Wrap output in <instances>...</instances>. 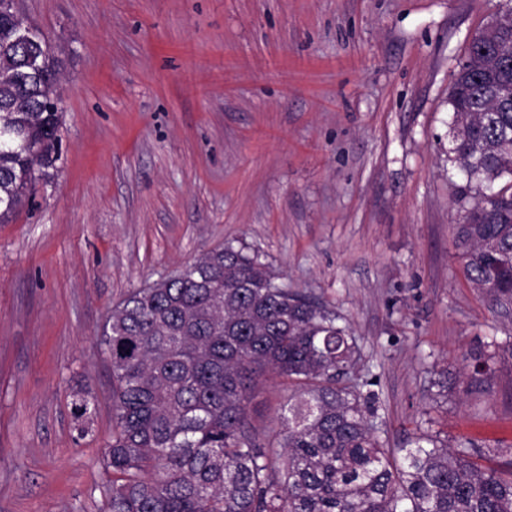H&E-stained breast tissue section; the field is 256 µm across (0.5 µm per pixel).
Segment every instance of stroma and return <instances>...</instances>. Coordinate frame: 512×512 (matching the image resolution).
Here are the masks:
<instances>
[{"label":"stroma","instance_id":"35a3bbf8","mask_svg":"<svg viewBox=\"0 0 512 512\" xmlns=\"http://www.w3.org/2000/svg\"><path fill=\"white\" fill-rule=\"evenodd\" d=\"M506 0H19L60 59V157L0 224V512H105L113 305L230 242L346 318L378 427L512 462V368L437 394L512 338L455 255L448 93ZM94 404L79 436L76 393ZM288 387L261 381L274 439ZM506 360L512 368V343L503 345L492 341L487 345V350L465 356L464 361L467 362L468 372L464 373L462 379L460 376L458 378L455 376L449 378L448 381V369H444L441 372V378L436 383L439 388L438 395L448 396V389L468 393L473 385L486 382L495 372L489 362L496 365L504 364Z\"/></svg>","mask_w":512,"mask_h":512}]
</instances>
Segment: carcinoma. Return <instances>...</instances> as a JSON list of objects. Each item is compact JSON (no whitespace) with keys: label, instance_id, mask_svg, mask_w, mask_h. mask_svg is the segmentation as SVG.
<instances>
[{"label":"carcinoma","instance_id":"obj_1","mask_svg":"<svg viewBox=\"0 0 512 512\" xmlns=\"http://www.w3.org/2000/svg\"><path fill=\"white\" fill-rule=\"evenodd\" d=\"M0 14V224L11 223L59 159L63 112L48 41H15ZM37 78L15 81L31 58ZM512 25L487 53L470 46L450 88L448 160L460 166L454 234L463 271L499 313L512 311ZM308 295L276 282L260 255L231 242L127 294L103 326L112 369L109 512H512V467L479 463L492 449L421 433L408 448L380 438L375 381L359 374L351 327ZM464 377L441 372L438 394L466 393L512 343L464 357ZM265 376L288 383L282 436L248 428Z\"/></svg>","mask_w":512,"mask_h":512}]
</instances>
